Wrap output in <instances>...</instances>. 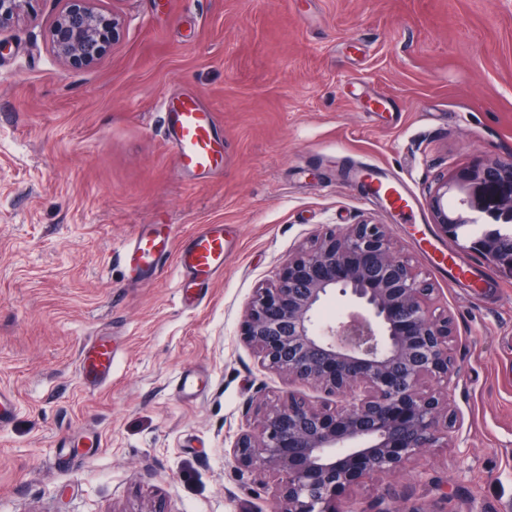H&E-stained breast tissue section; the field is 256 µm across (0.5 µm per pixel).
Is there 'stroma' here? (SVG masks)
<instances>
[{
  "instance_id": "1",
  "label": "stroma",
  "mask_w": 512,
  "mask_h": 512,
  "mask_svg": "<svg viewBox=\"0 0 512 512\" xmlns=\"http://www.w3.org/2000/svg\"><path fill=\"white\" fill-rule=\"evenodd\" d=\"M64 0L0 30V512H271L229 455L248 406L283 379L242 336L245 306L290 254L328 228L388 225L453 323L455 445L353 496L434 512H512V265L435 224L428 189L512 160V0H98L123 32L64 69L47 30ZM196 95L224 167L178 171L160 102ZM367 161L406 180L418 220L365 199L344 175ZM512 183L468 184L480 233L512 228ZM150 224L185 244L220 224L231 257L206 298L179 276L132 280L123 245ZM437 244L460 277L428 256ZM117 351L84 384L83 346ZM184 371L203 391L172 390ZM447 483L440 494L438 483Z\"/></svg>"
}]
</instances>
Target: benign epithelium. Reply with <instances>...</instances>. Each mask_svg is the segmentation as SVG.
<instances>
[{"label":"benign epithelium","instance_id":"7a95c632","mask_svg":"<svg viewBox=\"0 0 512 512\" xmlns=\"http://www.w3.org/2000/svg\"><path fill=\"white\" fill-rule=\"evenodd\" d=\"M35 0H0V29L33 10ZM48 38L60 63H98L120 37L121 21L96 0H65ZM512 181V162L475 165L441 178L429 194L435 224L459 237L470 220L448 208L468 203L466 183ZM490 261L512 262V232L474 241ZM332 293L361 311L324 324ZM432 284L400 252L386 224H351L301 245L276 280L256 289L244 340L290 389L258 407L238 435L235 461L271 482L274 512H436L410 499L392 509L345 507L349 492L373 477L399 476L435 448L454 444L458 414L449 391L459 377L453 330L434 313ZM309 385L313 403L291 386Z\"/></svg>","mask_w":512,"mask_h":512}]
</instances>
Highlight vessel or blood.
Instances as JSON below:
<instances>
[{
    "label": "vessel or blood",
    "instance_id": "vessel-or-blood-1",
    "mask_svg": "<svg viewBox=\"0 0 512 512\" xmlns=\"http://www.w3.org/2000/svg\"><path fill=\"white\" fill-rule=\"evenodd\" d=\"M166 143L179 170L185 174L209 173L224 164V145L216 134L211 112L203 108L196 96L163 100ZM358 173L370 187L371 197L385 202L391 209L410 213L416 207L407 184L396 177H386L377 165L365 163ZM170 225L152 224L138 231L120 252L125 268L133 279L159 276L168 262H175L180 273L183 294L208 287L224 271L230 249L220 224L200 225L189 243L173 250ZM115 353L111 341L94 339L86 343L79 357L81 378L103 383L112 376Z\"/></svg>",
    "mask_w": 512,
    "mask_h": 512
}]
</instances>
